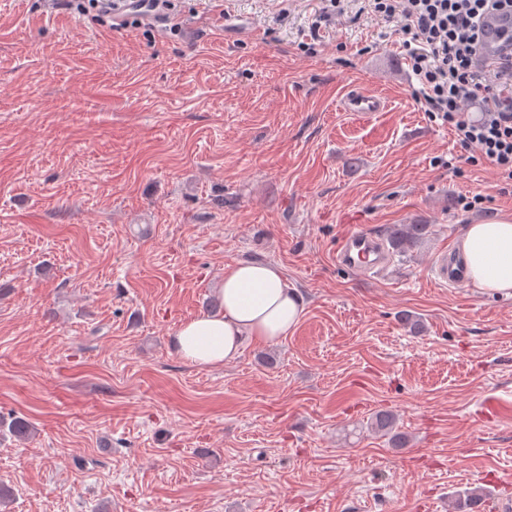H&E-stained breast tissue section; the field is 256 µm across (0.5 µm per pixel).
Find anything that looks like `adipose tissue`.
Wrapping results in <instances>:
<instances>
[{
  "mask_svg": "<svg viewBox=\"0 0 512 512\" xmlns=\"http://www.w3.org/2000/svg\"><path fill=\"white\" fill-rule=\"evenodd\" d=\"M472 283L479 290L512 296V216L467 225L458 241ZM219 311L181 324L170 340L174 353L197 367H220L236 359L246 342L285 338L304 310L301 294L273 265H228L218 290Z\"/></svg>",
  "mask_w": 512,
  "mask_h": 512,
  "instance_id": "ef3b65f1",
  "label": "adipose tissue"
}]
</instances>
